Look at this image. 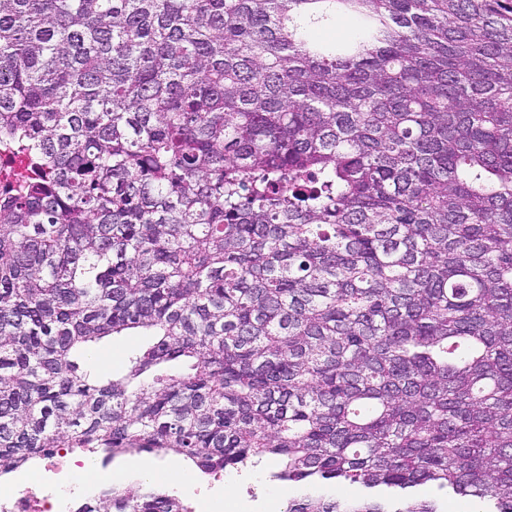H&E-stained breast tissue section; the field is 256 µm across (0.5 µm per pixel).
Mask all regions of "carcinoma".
Here are the masks:
<instances>
[{"instance_id": "obj_1", "label": "carcinoma", "mask_w": 512, "mask_h": 512, "mask_svg": "<svg viewBox=\"0 0 512 512\" xmlns=\"http://www.w3.org/2000/svg\"><path fill=\"white\" fill-rule=\"evenodd\" d=\"M0 147V477L271 458L401 502L288 512H512V0H0ZM359 29L360 23L356 18L340 15L334 18L326 29L319 32V36L328 41H346L353 38ZM140 330H128L123 336H113L112 339L101 344L92 364L100 374L112 375L119 373L125 366L128 356L138 350L149 340V336H142ZM61 450H65V452L62 454L60 453ZM72 454L71 448H59L57 451H55L50 456H45L41 459L44 461L42 462L43 469L46 474L52 473V474H58L60 473L64 468L71 466L73 464L76 467H83L85 469L93 471L95 474L97 473V470L92 463V461L86 459L85 465L83 464L82 460H73L70 456ZM168 461V459L162 460L152 454L140 453L117 457L113 462L111 461L109 463L108 469L112 470L114 475H116L131 464L147 462L153 465L156 472L159 473V470L162 469ZM413 496L418 500H436L439 510L442 512H468L471 510H484L481 508H474L470 503L463 499L453 496H447L437 493L433 488L428 485H421L413 489Z\"/></svg>"}]
</instances>
